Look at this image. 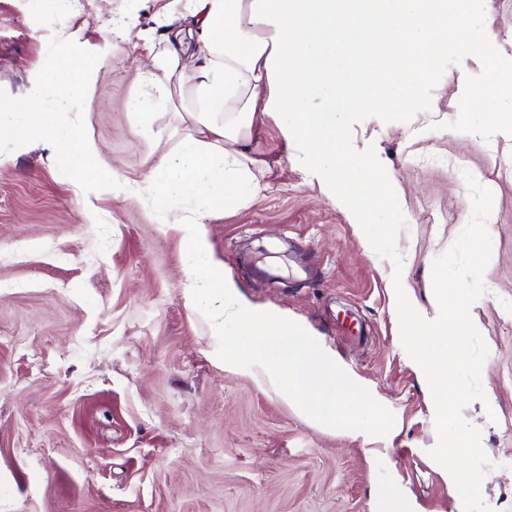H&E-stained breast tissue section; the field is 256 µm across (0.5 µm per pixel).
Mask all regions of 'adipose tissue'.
<instances>
[{"instance_id": "1", "label": "adipose tissue", "mask_w": 512, "mask_h": 512, "mask_svg": "<svg viewBox=\"0 0 512 512\" xmlns=\"http://www.w3.org/2000/svg\"><path fill=\"white\" fill-rule=\"evenodd\" d=\"M172 0L184 7L196 47L152 55L145 77L192 103L187 115L195 131L175 158H161L148 177L155 204L193 198L199 208L186 244L206 251L203 223L214 213L245 205L262 189L254 172L255 136L264 117L273 118L298 161L337 189L345 210L361 216L367 198L391 201L390 179L352 151L344 131L366 111L395 104L412 107L435 63L456 51L471 57L473 0ZM99 73L81 49H74L61 79L35 83L24 104L0 99L11 132L43 133L57 151L67 152L76 127L57 122L77 92L88 90ZM493 101L497 128L512 136V72L483 88L460 93L462 108L472 100Z\"/></svg>"}]
</instances>
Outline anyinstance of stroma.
<instances>
[{
  "label": "stroma",
  "instance_id": "35a3bbf8",
  "mask_svg": "<svg viewBox=\"0 0 512 512\" xmlns=\"http://www.w3.org/2000/svg\"><path fill=\"white\" fill-rule=\"evenodd\" d=\"M168 0H0V97L56 81L73 45L100 75L67 118L98 147L84 185L76 158L37 135L0 134V512H378L385 492L408 512H460L443 471L427 383L400 340L394 280L433 309L432 264L471 214L465 174L493 194L485 294L470 309L489 355L485 400L464 419L494 467L492 512H512V138L487 107L461 116V90L512 65V0H474L475 52L440 59L413 108L366 113L345 131L392 174L406 226L402 272L378 256L333 187L285 148L273 120L254 144L263 190L205 224L207 257L257 307L287 311L395 416L363 438L304 417L250 370L217 356L213 325L189 302L174 215L145 187L192 132L179 99L143 77L146 40L163 50ZM152 103L143 127L134 101ZM354 315L358 336L339 332Z\"/></svg>",
  "mask_w": 512,
  "mask_h": 512
}]
</instances>
